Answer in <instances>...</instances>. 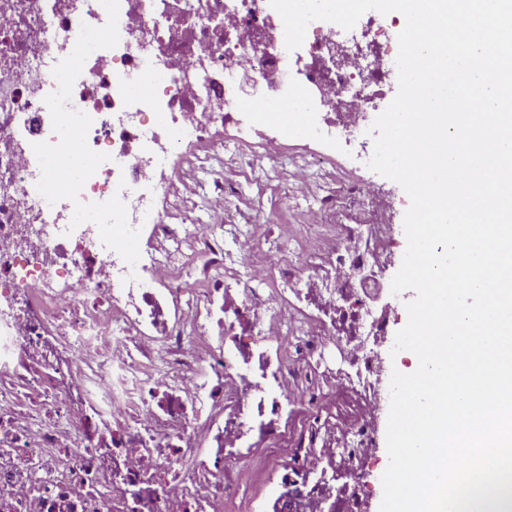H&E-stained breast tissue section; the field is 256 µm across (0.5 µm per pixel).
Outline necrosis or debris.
<instances>
[{
  "label": "necrosis or debris",
  "instance_id": "4bbe7bcc",
  "mask_svg": "<svg viewBox=\"0 0 512 512\" xmlns=\"http://www.w3.org/2000/svg\"><path fill=\"white\" fill-rule=\"evenodd\" d=\"M106 20L99 0H0V512H225L252 479L254 432L282 462L262 512H363L381 360L362 326L379 337L390 319L366 316L390 201L286 145L300 127L371 158L364 131L392 77L378 45L398 18L358 34L315 21L290 52L268 0H120L119 43L90 54L69 106L111 156L79 198L121 196L141 231L133 268L36 189L32 146L58 140L51 70ZM293 66L300 80L282 84ZM247 123L265 128L257 159L285 169L286 194L323 175L317 207L269 238V215L223 223L233 191L218 179L216 223L174 217L175 181Z\"/></svg>",
  "mask_w": 512,
  "mask_h": 512
}]
</instances>
